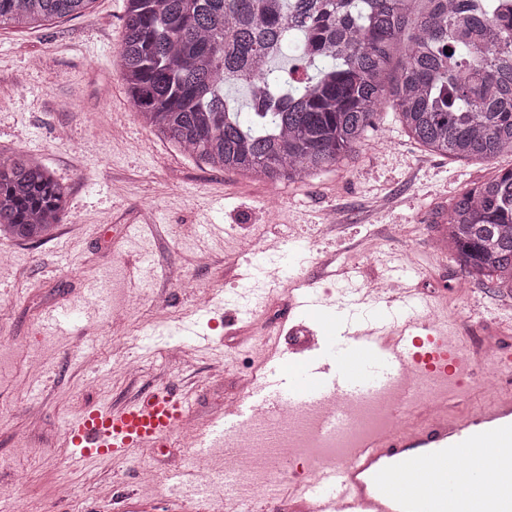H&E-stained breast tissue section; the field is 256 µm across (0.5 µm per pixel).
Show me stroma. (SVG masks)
Here are the masks:
<instances>
[{
    "mask_svg": "<svg viewBox=\"0 0 512 512\" xmlns=\"http://www.w3.org/2000/svg\"><path fill=\"white\" fill-rule=\"evenodd\" d=\"M125 0H94L82 16L37 27L0 26V153L39 160L67 189L66 219L41 242L0 237V483H17L0 512H113L101 485L135 492L168 512L172 475L204 496H183L184 512H239L220 477L252 472L237 448L201 456L179 436L127 456L70 461L63 440L81 415L157 388L177 389L203 428L225 402L243 399L260 369L294 360L307 336H332L348 310L343 276L322 277V261L379 276L411 274L467 345L488 344L486 367L512 357V290L465 276L432 248V218L463 189L500 170L491 162L433 154L411 140L391 106L347 160L295 184L256 181L201 163L145 125L119 73ZM277 219H270V210ZM403 228L393 236L391 225ZM277 242L276 276L256 269L241 237ZM209 253V265L196 263ZM181 268L198 297L167 272ZM316 279L331 314L302 317L291 296ZM127 305L111 325L112 308ZM75 322L45 326L48 310ZM95 354L96 367L82 363ZM135 361L137 371L127 368ZM452 407L476 410L512 394V375L489 393L465 371ZM26 447H18V439ZM153 468L155 480L140 473Z\"/></svg>",
    "mask_w": 512,
    "mask_h": 512,
    "instance_id": "1",
    "label": "stroma"
}]
</instances>
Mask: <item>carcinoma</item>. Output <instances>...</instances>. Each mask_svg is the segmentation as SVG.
I'll return each mask as SVG.
<instances>
[{"label": "carcinoma", "mask_w": 512, "mask_h": 512, "mask_svg": "<svg viewBox=\"0 0 512 512\" xmlns=\"http://www.w3.org/2000/svg\"><path fill=\"white\" fill-rule=\"evenodd\" d=\"M93 0H0V25L80 15ZM121 77L145 123L211 168L302 181L356 151L392 100L444 157L512 154V12L463 29L459 0H125ZM247 89L243 111L225 86ZM40 162L0 156V236L43 240L66 216ZM471 277L512 288V168L448 204Z\"/></svg>", "instance_id": "obj_1"}]
</instances>
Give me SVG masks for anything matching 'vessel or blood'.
<instances>
[{
    "mask_svg": "<svg viewBox=\"0 0 512 512\" xmlns=\"http://www.w3.org/2000/svg\"><path fill=\"white\" fill-rule=\"evenodd\" d=\"M467 360L459 339L438 327L433 306L405 282L377 297L367 324L341 320L328 349L297 370L268 368L257 385L260 404L236 402L196 446L223 447L259 406L274 416L308 406L328 410L383 391L405 372L456 379ZM416 414L428 416V424H411ZM186 418L175 391L154 392L76 418L65 445L78 461L122 457L159 447ZM254 512H512V396L465 415L450 413L444 393L398 400L391 427L369 434L344 459L312 462L301 482L259 498Z\"/></svg>",
    "mask_w": 512,
    "mask_h": 512,
    "instance_id": "b4317fda",
    "label": "vessel or blood"
}]
</instances>
